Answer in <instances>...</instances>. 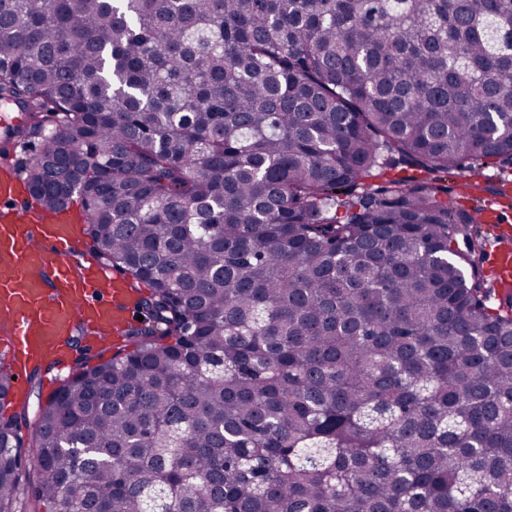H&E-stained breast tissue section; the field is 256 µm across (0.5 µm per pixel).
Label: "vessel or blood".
Returning <instances> with one entry per match:
<instances>
[{
  "label": "vessel or blood",
  "instance_id": "b4317fda",
  "mask_svg": "<svg viewBox=\"0 0 512 512\" xmlns=\"http://www.w3.org/2000/svg\"><path fill=\"white\" fill-rule=\"evenodd\" d=\"M512 203L497 198L484 220L498 228L491 269L499 286L512 285V226L502 223ZM85 227L71 211L47 219L14 167L0 169V335L10 338L20 369L65 366V342L79 332L92 340L120 335L135 300L122 277L93 259Z\"/></svg>",
  "mask_w": 512,
  "mask_h": 512
}]
</instances>
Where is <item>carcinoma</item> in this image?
<instances>
[{
	"label": "carcinoma",
	"instance_id": "1",
	"mask_svg": "<svg viewBox=\"0 0 512 512\" xmlns=\"http://www.w3.org/2000/svg\"><path fill=\"white\" fill-rule=\"evenodd\" d=\"M0 136L138 293L0 512H512V0H0ZM484 220L487 224H479L482 234L487 239L488 245H490L496 235L494 226L498 224V239L499 245H497L492 252V263L490 265L494 279L499 286L510 287L512 285V209L509 224H500L501 217L504 215L506 209H508V198L500 197L485 202L491 197L489 194H484ZM499 206L500 208H495Z\"/></svg>",
	"mask_w": 512,
	"mask_h": 512
}]
</instances>
